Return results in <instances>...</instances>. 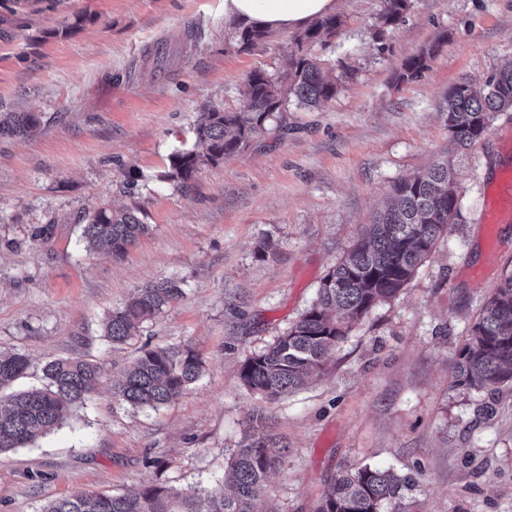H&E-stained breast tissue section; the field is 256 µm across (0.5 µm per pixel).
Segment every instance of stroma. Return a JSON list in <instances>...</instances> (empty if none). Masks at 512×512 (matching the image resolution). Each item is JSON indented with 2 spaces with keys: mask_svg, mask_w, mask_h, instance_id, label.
Masks as SVG:
<instances>
[{
  "mask_svg": "<svg viewBox=\"0 0 512 512\" xmlns=\"http://www.w3.org/2000/svg\"><path fill=\"white\" fill-rule=\"evenodd\" d=\"M382 0H341L343 25L312 52L348 65L335 98L289 105L245 151L170 180L198 112L236 109L250 72L279 74L295 35L238 51L224 0H0V113L40 128L0 137V350L42 386L52 358H89L100 377L83 407L34 443L0 454V512H41L76 489L163 483L213 489L254 412L288 445L260 497L269 512H314L342 470L411 476L396 512H512V383L453 388L456 353L490 293L512 273V222L491 224L492 170L512 164V112L456 162L459 217L393 301L355 324L322 372L277 400L247 391V358L288 330L321 277L362 235L395 182L450 149L443 101L512 63V0H413L384 42ZM448 39L423 76L407 57ZM131 209L152 230L121 257L86 251L85 213ZM183 296L126 344L102 325L150 282ZM190 345L201 379L173 403L137 411L113 384L145 348Z\"/></svg>",
  "mask_w": 512,
  "mask_h": 512,
  "instance_id": "obj_1",
  "label": "stroma"
}]
</instances>
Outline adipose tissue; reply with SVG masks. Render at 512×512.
<instances>
[{"instance_id":"1","label":"adipose tissue","mask_w":512,"mask_h":512,"mask_svg":"<svg viewBox=\"0 0 512 512\" xmlns=\"http://www.w3.org/2000/svg\"><path fill=\"white\" fill-rule=\"evenodd\" d=\"M337 6V0H224V20L265 32H293L335 14Z\"/></svg>"}]
</instances>
